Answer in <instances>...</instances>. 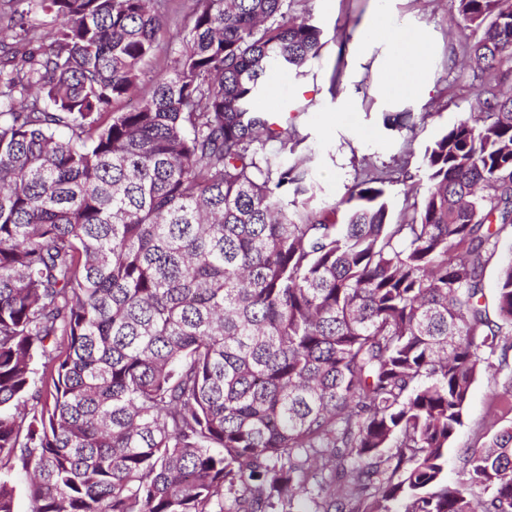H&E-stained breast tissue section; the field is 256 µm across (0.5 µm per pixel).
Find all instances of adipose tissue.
Returning <instances> with one entry per match:
<instances>
[{
    "mask_svg": "<svg viewBox=\"0 0 512 512\" xmlns=\"http://www.w3.org/2000/svg\"><path fill=\"white\" fill-rule=\"evenodd\" d=\"M430 36L416 30L407 36L387 8H379L364 22L359 35L349 46L356 63L371 62L372 83L380 100L386 103L406 97L427 95L432 84Z\"/></svg>",
    "mask_w": 512,
    "mask_h": 512,
    "instance_id": "ef3b65f1",
    "label": "adipose tissue"
}]
</instances>
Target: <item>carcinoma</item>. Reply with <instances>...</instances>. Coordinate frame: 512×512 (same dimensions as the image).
Here are the masks:
<instances>
[{"label":"carcinoma","instance_id":"cac0c4a2","mask_svg":"<svg viewBox=\"0 0 512 512\" xmlns=\"http://www.w3.org/2000/svg\"><path fill=\"white\" fill-rule=\"evenodd\" d=\"M291 2L193 0L150 77L170 0H0V512L19 475L31 512H512V425L445 478L512 349V0H457L480 112L395 221L392 171L313 204L254 107L319 56Z\"/></svg>","mask_w":512,"mask_h":512}]
</instances>
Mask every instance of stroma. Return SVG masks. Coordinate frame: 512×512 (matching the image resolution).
<instances>
[{"label": "stroma", "mask_w": 512, "mask_h": 512, "mask_svg": "<svg viewBox=\"0 0 512 512\" xmlns=\"http://www.w3.org/2000/svg\"><path fill=\"white\" fill-rule=\"evenodd\" d=\"M378 7V0H294L292 13L311 15L323 30L320 55L305 75L273 72L271 89L260 95L258 103L264 110L291 114L298 137L312 149L309 167L320 187L318 200H345L365 170L404 167L408 180L386 187L389 212L395 217L418 199L410 186L424 177L426 146L477 109V84L465 54L474 35L457 16V0H390L388 8L397 24L429 30L435 40L436 68L429 98L413 97L384 106L367 74L341 51L342 41L353 38L363 20ZM336 73L354 90L355 111H337V96L331 91ZM401 112L411 115L408 127L385 124L386 115ZM511 380L512 353L505 363L478 375L464 423L448 452L449 482L464 479L461 450L481 446L502 425L512 422V411L499 399Z\"/></svg>", "instance_id": "stroma-1"}]
</instances>
